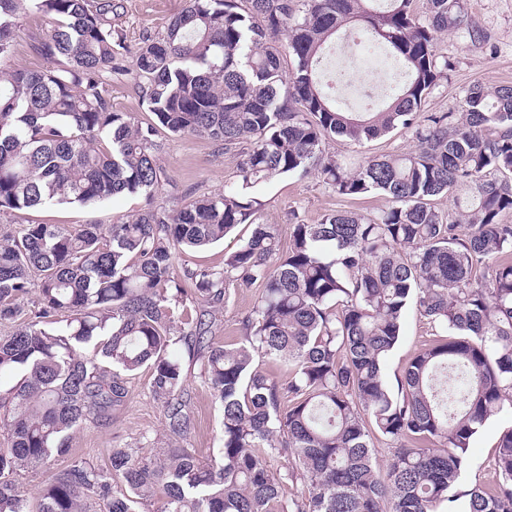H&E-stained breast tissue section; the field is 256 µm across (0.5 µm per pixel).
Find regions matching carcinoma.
Listing matches in <instances>:
<instances>
[{
  "label": "carcinoma",
  "mask_w": 512,
  "mask_h": 512,
  "mask_svg": "<svg viewBox=\"0 0 512 512\" xmlns=\"http://www.w3.org/2000/svg\"><path fill=\"white\" fill-rule=\"evenodd\" d=\"M26 11L49 20L35 46L47 65L3 67ZM123 13V0H0V214L146 202L117 224L0 231V321L24 316L0 336V512H139L152 500L154 512H512V426L493 480L461 489L471 440L512 415V85L475 84L460 111L419 121L449 67L439 36L483 40L465 0H426L421 17L414 0H184L134 48L112 27ZM353 29L405 71L373 112L339 107L322 76L329 46ZM128 75L153 116L144 126L112 107L109 87ZM159 126L246 144L239 182L158 204L169 183ZM399 127L417 141L402 155L325 152L338 136L360 144ZM313 170L339 196L374 192L390 206L293 224L285 251L276 225L253 224L224 267L174 272L177 250L250 217L247 189ZM234 281L259 294L231 343L215 311ZM411 303L433 339L393 386L384 363ZM178 344L223 407L208 460L179 444L195 419ZM264 357L287 363L288 381L262 371ZM143 368L176 443L118 445L104 466L74 458L31 507L14 476L71 455L72 434L120 411ZM381 439L396 444L384 466ZM273 457L284 470L269 469Z\"/></svg>",
  "instance_id": "1"
}]
</instances>
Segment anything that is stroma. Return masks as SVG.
I'll use <instances>...</instances> for the list:
<instances>
[{
  "label": "stroma",
  "mask_w": 512,
  "mask_h": 512,
  "mask_svg": "<svg viewBox=\"0 0 512 512\" xmlns=\"http://www.w3.org/2000/svg\"><path fill=\"white\" fill-rule=\"evenodd\" d=\"M124 13L114 24L126 36L128 44H135L146 35L161 34L171 16L183 5V0H124ZM473 21L483 29L486 40L472 43L460 31L448 32L438 42L440 55L450 66L439 77L423 106V114L459 111L469 87L480 84L489 88L512 85V0H466ZM47 29L46 19L29 12L17 19L15 50L9 61L13 67L33 68L42 60L34 51L35 43ZM161 145L159 160L167 170L171 184L166 197H180L186 190L196 194L222 191L232 181L240 160L239 149H225L222 143L198 136H170L158 130ZM412 131L396 129L389 135L355 144L339 138L330 142L329 152L338 158H365L382 154H401L413 149ZM257 211L253 222L273 224L279 230L281 245H288L290 226L294 221L315 223L323 214L336 211H354L366 216L388 207L386 197L369 194L344 198L325 184L317 175L305 177L281 175L252 189ZM145 201L138 196H124L106 205H61L31 212L30 220L50 224H110L136 213ZM250 233L248 225H240L224 242L203 250H186L176 256L177 268L215 267L224 265V255L234 249L239 240ZM258 290L237 282L230 283L222 312V336L235 341L240 334V321L252 307ZM432 337L431 328L419 317L415 308H408L400 344L386 361L388 378L398 376L415 352ZM189 373L188 384L192 400L191 411L196 421L194 432L187 438V447L202 458L210 457L222 445L221 421L223 409L209 390L197 378V368L185 361ZM149 373L140 370L131 379L130 399L113 418L91 423L76 432L70 442L73 455L96 463L106 461L110 449L118 444H133L149 438L155 447H166L168 439L163 430V414L147 389ZM512 426V417L501 414L488 420L472 442L467 483L489 482L494 477L493 457L499 434Z\"/></svg>",
  "instance_id": "1"
}]
</instances>
